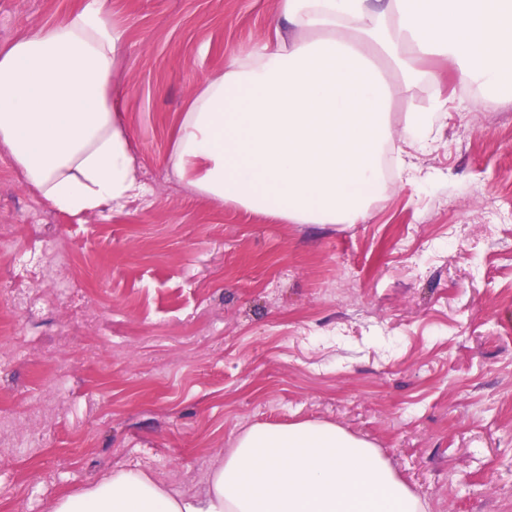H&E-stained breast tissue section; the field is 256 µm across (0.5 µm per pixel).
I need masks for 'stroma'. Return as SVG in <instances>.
Returning a JSON list of instances; mask_svg holds the SVG:
<instances>
[{"label":"stroma","mask_w":512,"mask_h":512,"mask_svg":"<svg viewBox=\"0 0 512 512\" xmlns=\"http://www.w3.org/2000/svg\"><path fill=\"white\" fill-rule=\"evenodd\" d=\"M81 0H0V47ZM127 38L120 110L143 195L53 209L0 151V512L138 468L199 490L257 424L326 421L366 439L426 512H512V99L417 86L390 112L446 102L410 173L358 224H278L221 206L170 173L202 82L275 38L279 0H108ZM481 99L473 109L472 99ZM79 285L36 278L30 246Z\"/></svg>","instance_id":"1"}]
</instances>
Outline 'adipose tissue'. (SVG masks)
I'll use <instances>...</instances> for the list:
<instances>
[{
  "label": "adipose tissue",
  "mask_w": 512,
  "mask_h": 512,
  "mask_svg": "<svg viewBox=\"0 0 512 512\" xmlns=\"http://www.w3.org/2000/svg\"><path fill=\"white\" fill-rule=\"evenodd\" d=\"M285 30L197 93L171 156L193 190L272 221L357 224L383 194L395 97L436 80L500 87L512 0H280ZM126 31L105 0L0 49V147L58 211L119 207L141 185L112 96ZM50 512H423L367 441L326 422L255 425L191 495L120 469Z\"/></svg>",
  "instance_id": "1"
}]
</instances>
